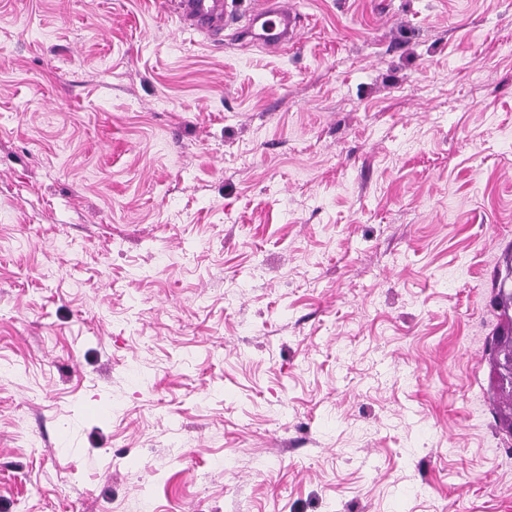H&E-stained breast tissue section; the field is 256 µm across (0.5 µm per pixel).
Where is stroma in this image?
<instances>
[{"label": "stroma", "mask_w": 512, "mask_h": 512, "mask_svg": "<svg viewBox=\"0 0 512 512\" xmlns=\"http://www.w3.org/2000/svg\"><path fill=\"white\" fill-rule=\"evenodd\" d=\"M290 2L0 0V512H512V0ZM177 10L181 21L208 34L222 32L233 19V13L224 8L223 0H178ZM298 15L283 1H257L246 16L249 34L264 49L281 52L299 36ZM503 288H511V274L497 288L494 296L503 322L492 338L488 365L492 397L497 404L500 420L504 428L512 433V371L508 367L512 359V291H503Z\"/></svg>", "instance_id": "obj_1"}]
</instances>
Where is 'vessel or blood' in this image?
<instances>
[{
  "label": "vessel or blood",
  "mask_w": 512,
  "mask_h": 512,
  "mask_svg": "<svg viewBox=\"0 0 512 512\" xmlns=\"http://www.w3.org/2000/svg\"><path fill=\"white\" fill-rule=\"evenodd\" d=\"M177 10L181 21L208 34L226 29L233 17L224 0H178ZM246 21L251 37L269 51H282L299 36L298 12L285 0H258Z\"/></svg>",
  "instance_id": "1"
}]
</instances>
